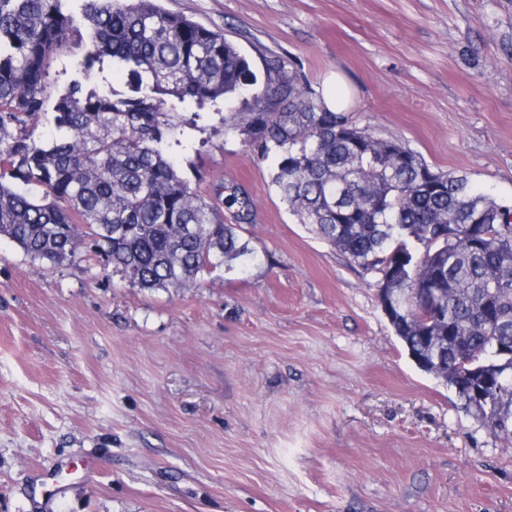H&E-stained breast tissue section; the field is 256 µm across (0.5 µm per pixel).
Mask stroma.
Masks as SVG:
<instances>
[{"label":"stroma","instance_id":"stroma-1","mask_svg":"<svg viewBox=\"0 0 512 512\" xmlns=\"http://www.w3.org/2000/svg\"><path fill=\"white\" fill-rule=\"evenodd\" d=\"M222 32L249 62L243 98L167 100V155L224 208L253 198L251 256L177 290L129 285L79 249L56 267L0 238V512H512V441L422 371L381 308L375 274L301 224L271 184L276 159L224 125L243 100L287 109L295 76L437 172L512 207V0H160ZM51 57L32 136L57 134L91 71L84 0ZM224 202L228 207L236 208V215L241 223H246L255 207L253 199L248 194L239 193L236 188L227 193Z\"/></svg>","mask_w":512,"mask_h":512}]
</instances>
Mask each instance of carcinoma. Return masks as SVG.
I'll list each match as a JSON object with an SVG mask.
<instances>
[{"label": "carcinoma", "instance_id": "1", "mask_svg": "<svg viewBox=\"0 0 512 512\" xmlns=\"http://www.w3.org/2000/svg\"><path fill=\"white\" fill-rule=\"evenodd\" d=\"M62 0H0V237L33 261L61 265L77 240L143 289L185 288L250 255L239 235L253 199L224 202L239 223L199 195L170 162L177 124L165 98L229 101L256 84L224 38L156 0H86L90 72L104 57L128 70L131 94H85L73 84L56 104L57 136L28 126L43 111L48 61L74 22ZM243 143L277 163L271 182L300 222L378 275L380 305L423 371L457 387L484 383L467 405L512 440V208L465 175L434 171L419 155L308 104L267 112L259 103L224 118Z\"/></svg>", "mask_w": 512, "mask_h": 512}]
</instances>
